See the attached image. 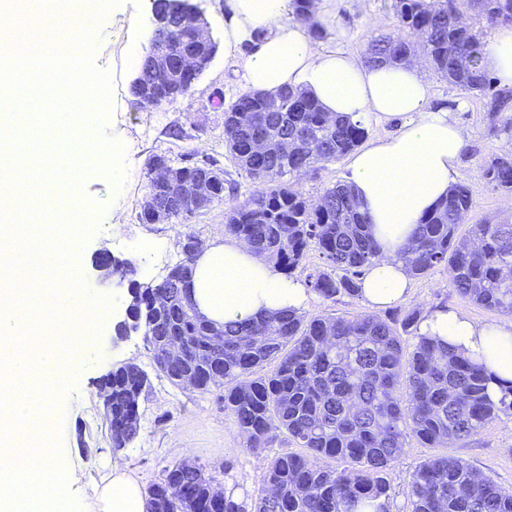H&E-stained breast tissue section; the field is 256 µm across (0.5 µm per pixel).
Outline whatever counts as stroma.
<instances>
[{
  "instance_id": "stroma-1",
  "label": "stroma",
  "mask_w": 512,
  "mask_h": 512,
  "mask_svg": "<svg viewBox=\"0 0 512 512\" xmlns=\"http://www.w3.org/2000/svg\"><path fill=\"white\" fill-rule=\"evenodd\" d=\"M321 23L325 29L321 43L326 49L358 58L369 39L397 31L393 0H331L330 12ZM152 36L148 0H129L125 13L105 19L94 36L95 63L114 76L115 92L124 102L123 111L115 114L113 124L105 125L104 133L124 132L132 146L124 158L127 186L122 195H115L111 182L97 174H88L83 180V194L96 216L95 232L82 249L79 280L86 291L103 293L108 306L95 350L73 374L71 390L51 416L62 425V460L83 473L82 481L71 487L81 503L92 500L111 466L132 472L147 488L160 480L167 465L180 461L203 467L216 488L232 491L248 503L262 484L263 463L243 447L231 420L225 417L223 389L202 393L174 386L155 372L142 332L117 337L114 325L125 317L129 280L102 277L93 264L95 255L104 248L113 258L131 261L133 279L157 282L180 259L181 234H194L207 246L225 238L224 205H215L181 223L146 224L140 218V203L146 193L147 164L153 156L164 155L178 162L211 155L222 168L233 170L231 156L224 149V106L245 90L241 60L219 50L189 94L146 112L137 108L131 82ZM428 79L430 107H455L458 121L475 133L459 168V180L469 186L474 202L472 222L512 220V205L506 195L489 186L479 173L484 160L512 151V132L489 134L481 96L433 73ZM116 206L122 211V224L115 230L108 219ZM412 288L411 306H423L425 313L447 308L480 323L497 320L496 314L458 295L445 270L413 279ZM127 362L148 371L151 385L139 404L138 438L127 447L116 448L107 435L98 384ZM448 452L512 489V416L496 419L464 442L449 444ZM429 454V449L411 445L388 469L395 512H402L410 476Z\"/></svg>"
}]
</instances>
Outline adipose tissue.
<instances>
[{
    "label": "adipose tissue",
    "instance_id": "ef3b65f1",
    "mask_svg": "<svg viewBox=\"0 0 512 512\" xmlns=\"http://www.w3.org/2000/svg\"><path fill=\"white\" fill-rule=\"evenodd\" d=\"M288 0H233L224 45L236 50L255 33L263 39L242 61L247 89L271 93L284 86L307 91L324 111L352 121L403 118L402 128L368 142L349 159L348 180L372 224L381 257L366 271L360 294L374 308L407 302L411 279L399 258L420 220L447 196L473 133L452 110L431 109L430 85L418 63L371 68L348 54L312 41L304 25L284 22ZM485 66L499 86L512 88V27L500 29L485 49ZM189 294L198 312L215 325L277 311L305 310L304 286L274 263L255 257L243 242L212 243L198 256ZM467 356H484L499 381H512V317L493 324L438 310L419 326ZM88 512H147L139 480L113 468Z\"/></svg>",
    "mask_w": 512,
    "mask_h": 512
}]
</instances>
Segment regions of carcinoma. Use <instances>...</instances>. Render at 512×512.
Listing matches in <instances>:
<instances>
[{
  "label": "carcinoma",
  "mask_w": 512,
  "mask_h": 512,
  "mask_svg": "<svg viewBox=\"0 0 512 512\" xmlns=\"http://www.w3.org/2000/svg\"><path fill=\"white\" fill-rule=\"evenodd\" d=\"M312 0H289L294 21L316 36L323 27ZM155 9L169 16L163 37L171 47L186 43L192 20L173 13L162 0ZM487 28L512 25V0H395L401 28L395 37L370 40L363 52L370 67L409 62L417 54L441 78L486 97L488 130L512 128V90H497L484 66V32L461 25L465 9ZM364 125L331 116L305 91L288 87L274 94L246 91L224 108V147L253 190L225 209V232L253 253L275 262L290 277L307 254L322 265L305 284L325 301L359 294L360 276L379 259L370 221L346 182L324 189L313 206L297 174H316L359 146ZM254 139L265 152L251 154ZM493 189L512 194V156L495 155L479 169ZM473 208L470 188L456 185L420 221L400 259L411 276L448 272L454 290L481 308L512 316V222L470 225L458 235ZM195 254L183 251L176 265L190 282ZM131 315L155 368L173 385L194 381L207 392L224 388V415L255 457L265 461L254 512H345L359 500L391 498L386 470L410 442L446 448L484 430L502 414H512V384L500 386L485 358L463 356L419 333L421 311L399 318L355 314L307 317L295 310L267 319L229 322L210 336L211 323L190 295L164 278L144 286L129 283ZM168 300L154 308L157 296ZM183 339L181 354L169 340ZM277 362L271 373L263 367ZM150 387L147 373L126 363L102 381L112 396V443L124 448L139 434L140 398ZM293 445L266 455L274 445ZM342 459L337 470L324 464ZM148 512H245L233 494L219 496L199 466L166 467L149 489ZM403 512H512V491L448 453L432 454L411 475Z\"/></svg>",
  "instance_id": "1"
}]
</instances>
